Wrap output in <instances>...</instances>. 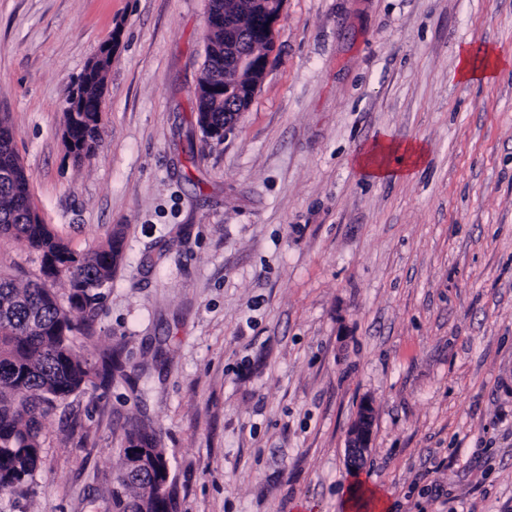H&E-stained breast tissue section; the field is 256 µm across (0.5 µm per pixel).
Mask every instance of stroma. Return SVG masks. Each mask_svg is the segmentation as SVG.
Masks as SVG:
<instances>
[{
  "label": "stroma",
  "mask_w": 512,
  "mask_h": 512,
  "mask_svg": "<svg viewBox=\"0 0 512 512\" xmlns=\"http://www.w3.org/2000/svg\"><path fill=\"white\" fill-rule=\"evenodd\" d=\"M208 0H0V113L45 223L85 253L124 228L85 355L127 373L59 405L0 512H113L124 429L150 423L176 512H512V0H286L267 73L222 140L195 126ZM97 155L62 141L112 34ZM426 149L413 177L355 158ZM35 253L0 238V273ZM373 403L352 471L347 431ZM509 64V60L501 57L493 48L485 49L481 59L475 58L468 48H464L459 54L457 77L467 82L488 83L494 81ZM401 153L407 162L403 167L393 168L386 163L387 157ZM425 160V150L416 143L398 144L388 139H378L365 148L355 163L377 180L390 177L410 178ZM345 510H364L374 509L377 511L385 510L387 503L376 494L375 490L371 491V497L366 496L362 486L351 485L344 492Z\"/></svg>",
  "instance_id": "1"
}]
</instances>
